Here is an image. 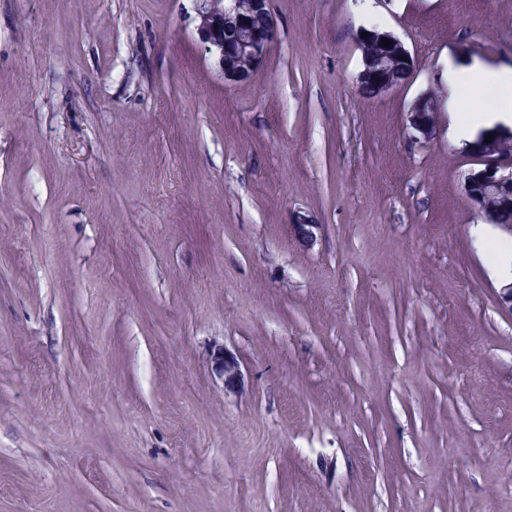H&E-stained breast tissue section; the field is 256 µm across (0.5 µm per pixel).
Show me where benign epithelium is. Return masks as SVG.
<instances>
[{
  "label": "benign epithelium",
  "mask_w": 512,
  "mask_h": 512,
  "mask_svg": "<svg viewBox=\"0 0 512 512\" xmlns=\"http://www.w3.org/2000/svg\"><path fill=\"white\" fill-rule=\"evenodd\" d=\"M197 25L196 33L205 51L215 61L224 79L232 82L246 81L253 77L263 61L270 44L275 37L270 0H250L248 11L251 15L262 16L266 23L262 29L253 32L248 29L247 19L237 11L235 0H195ZM228 20L241 23L244 29L242 38L233 45L224 43V23ZM392 41V46L382 45V39ZM372 41L379 47L380 53L372 59H362V70L358 75L359 86H368L374 98H381L402 87L406 80L387 79L382 76L389 64L403 58L413 60V55L405 43L389 32L372 30L364 37H357L358 48H365L366 41ZM438 110L436 101L426 95L414 99L405 112V125L411 138L420 142L433 139L439 128L433 114ZM492 136L490 142L485 137ZM512 140V130L493 128L481 133L477 141L480 147L472 145L467 151L473 162L463 176V191L466 198L489 224L494 223L487 213L485 200L492 197L497 201V209L512 210V159L499 153V145ZM216 371L224 376V385L233 383L238 376L239 365L234 357L228 356L222 349L213 355Z\"/></svg>",
  "instance_id": "benign-epithelium-1"
}]
</instances>
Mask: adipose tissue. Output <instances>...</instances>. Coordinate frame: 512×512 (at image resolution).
Instances as JSON below:
<instances>
[{
	"label": "adipose tissue",
	"mask_w": 512,
	"mask_h": 512,
	"mask_svg": "<svg viewBox=\"0 0 512 512\" xmlns=\"http://www.w3.org/2000/svg\"><path fill=\"white\" fill-rule=\"evenodd\" d=\"M445 74L454 91L450 112L455 138L470 144L483 130L512 127V65L493 66L476 61L464 67L450 59ZM470 89L495 92L497 104L487 106L467 100L466 92Z\"/></svg>",
	"instance_id": "1"
}]
</instances>
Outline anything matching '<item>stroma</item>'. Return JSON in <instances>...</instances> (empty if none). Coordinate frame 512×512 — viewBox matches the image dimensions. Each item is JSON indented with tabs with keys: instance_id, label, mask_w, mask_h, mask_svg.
I'll list each match as a JSON object with an SVG mask.
<instances>
[{
	"instance_id": "1",
	"label": "stroma",
	"mask_w": 512,
	"mask_h": 512,
	"mask_svg": "<svg viewBox=\"0 0 512 512\" xmlns=\"http://www.w3.org/2000/svg\"><path fill=\"white\" fill-rule=\"evenodd\" d=\"M362 2L272 0L235 83L193 0H0V512H512V235L441 77L512 65V0H370L379 99ZM368 35L361 37V33L367 32L362 31L357 37L356 44L361 49L362 53V70L358 75L359 88L366 85L371 88V92L374 95V99L381 98L385 95L396 91L402 87L409 79L410 75L416 69V66H412L411 70L408 71V76L405 79L399 81L387 79L382 76L385 69L389 67V64L396 59H403L407 61H413L414 57L410 50L406 47L405 43L390 32H377L375 30H368ZM382 38L392 40V47L382 46ZM372 41L375 46L380 49V53L372 59L365 58V41ZM409 67V64L405 61L394 62L389 67L387 75L392 79H397L400 76L402 69ZM361 93L365 97L371 98V94L367 88H361ZM438 110L436 101L426 95L414 99L405 112V125L411 138L419 142L433 139L439 128L433 114ZM214 364L216 365L215 370L224 376V385L225 387L229 386V384H233V382L240 375L238 362L235 360L233 356H228L222 350V348L217 349V354L213 355Z\"/></svg>"
}]
</instances>
